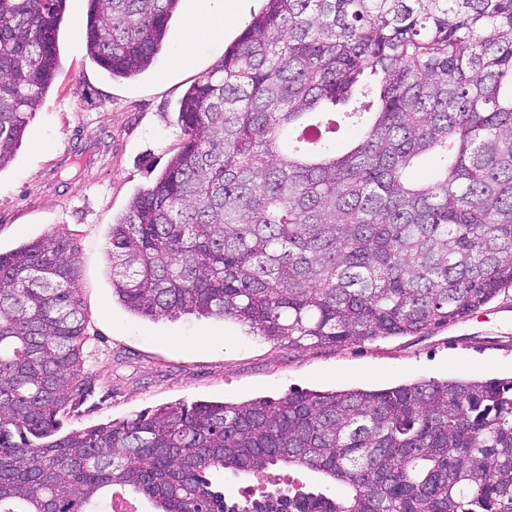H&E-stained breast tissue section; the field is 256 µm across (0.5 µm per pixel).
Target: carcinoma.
Here are the masks:
<instances>
[{
  "label": "carcinoma",
  "mask_w": 512,
  "mask_h": 512,
  "mask_svg": "<svg viewBox=\"0 0 512 512\" xmlns=\"http://www.w3.org/2000/svg\"><path fill=\"white\" fill-rule=\"evenodd\" d=\"M178 4L90 0L91 57L145 71ZM65 8L0 0V170L57 76ZM179 121V151L112 224V295L135 314L345 345L442 327L512 287V0H265ZM76 280L63 232L0 253V512H112L116 487L154 512H512V379L63 430L93 385ZM280 463L349 494L231 502L211 480Z\"/></svg>",
  "instance_id": "cac0c4a2"
}]
</instances>
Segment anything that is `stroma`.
I'll return each instance as SVG.
<instances>
[{
	"label": "stroma",
	"mask_w": 512,
	"mask_h": 512,
	"mask_svg": "<svg viewBox=\"0 0 512 512\" xmlns=\"http://www.w3.org/2000/svg\"><path fill=\"white\" fill-rule=\"evenodd\" d=\"M193 0H180L166 37L181 40ZM262 0H230L221 40L172 67L162 50L151 67L115 79L89 56L88 0H67L61 69L30 121L15 159L0 170V253L64 232L78 246L77 288L87 319L85 367L97 381L65 420L82 429L183 401L240 403L291 390H380L423 380L512 378V288L478 312L411 336L289 349L231 320L179 314L152 320L112 296V223L151 186L182 144L179 103L248 25ZM224 337L221 345L213 337ZM321 475L278 465L266 474L219 472L226 497Z\"/></svg>",
	"instance_id": "obj_1"
}]
</instances>
